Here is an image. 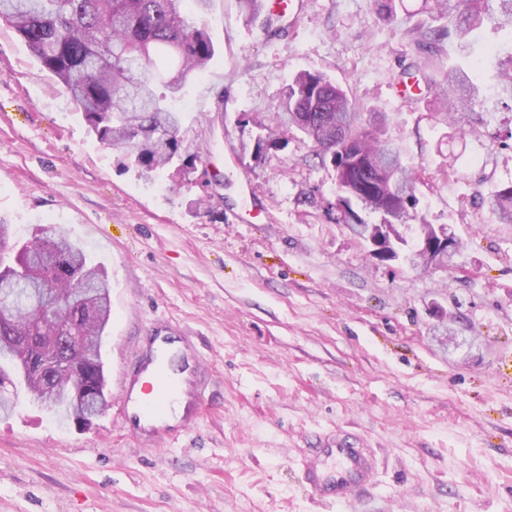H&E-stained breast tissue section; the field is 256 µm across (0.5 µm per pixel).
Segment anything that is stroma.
<instances>
[{
  "mask_svg": "<svg viewBox=\"0 0 512 512\" xmlns=\"http://www.w3.org/2000/svg\"><path fill=\"white\" fill-rule=\"evenodd\" d=\"M205 23L215 56L175 104L198 169L150 181L120 166L0 25V216L20 239L51 225L84 246L112 301L102 414L78 425L24 398L0 417V512H512V224L490 211L512 184L499 141L512 111L488 91L449 127L432 94L395 99L417 58L413 21L378 20L374 0H303L272 41L236 0H211ZM445 44L488 74L512 31ZM301 70L390 116L425 182L419 215L459 241L448 272L370 257L327 212L335 176L297 132L257 156L259 124H273ZM152 323L184 336L208 370L202 416L157 449L129 437L120 414L122 369ZM338 428L381 461L343 506L311 500L295 468Z\"/></svg>",
  "mask_w": 512,
  "mask_h": 512,
  "instance_id": "obj_1",
  "label": "stroma"
}]
</instances>
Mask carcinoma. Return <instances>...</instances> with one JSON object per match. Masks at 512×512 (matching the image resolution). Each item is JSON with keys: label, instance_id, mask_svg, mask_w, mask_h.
Instances as JSON below:
<instances>
[{"label": "carcinoma", "instance_id": "carcinoma-1", "mask_svg": "<svg viewBox=\"0 0 512 512\" xmlns=\"http://www.w3.org/2000/svg\"><path fill=\"white\" fill-rule=\"evenodd\" d=\"M210 0H0V23L15 30L41 67L66 89L90 131L103 145L122 153V164L149 179L172 169L186 177L197 170L198 156L181 135L182 116L173 103L191 79L204 73L215 55L202 22ZM380 20L393 23L398 11L409 14L405 0H375ZM429 21L408 29L422 62L401 78L420 79L427 89L439 91L445 111L437 122L458 123L465 112L481 104L483 73L474 68L448 67L441 44L448 32L432 23L453 21L457 36L466 39L492 22L512 29V0H422ZM494 95L512 107V50L497 57L490 75ZM288 125L265 126L257 148L282 149L288 129L295 128L313 143V156L336 172V199L328 209L341 213L338 223L362 224L358 210L379 216L408 259L416 240L393 228L417 217L421 181L418 171L405 163L388 131L364 122L356 100L329 76L301 71L288 83L281 102ZM385 160L401 191L381 187L365 158ZM491 209L503 224L512 223V186L497 192ZM55 285L50 293L56 315L44 317L41 308L24 301L23 293L37 280ZM10 280L18 291L14 334L43 328L46 336H60L59 351L80 343L95 368L94 389L105 398L101 349L111 318L109 285L102 268L84 249L55 231L41 232L27 242L12 239L11 225L0 218V282ZM12 348L0 331V381L8 376L15 388L26 387L44 401L41 375L32 357ZM48 407L66 417L77 413L68 395L57 392Z\"/></svg>", "mask_w": 512, "mask_h": 512}]
</instances>
